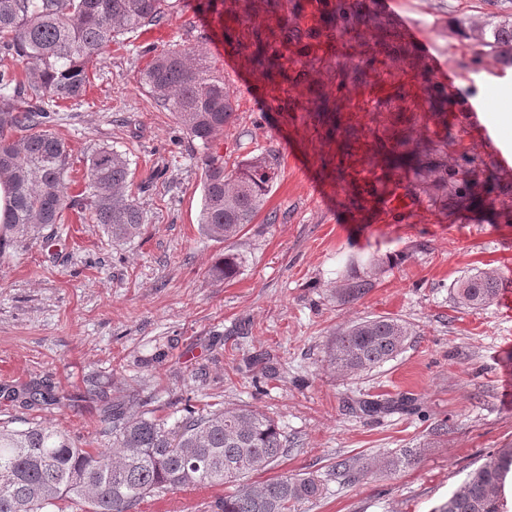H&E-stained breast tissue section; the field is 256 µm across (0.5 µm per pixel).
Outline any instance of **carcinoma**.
I'll use <instances>...</instances> for the list:
<instances>
[{
	"mask_svg": "<svg viewBox=\"0 0 512 512\" xmlns=\"http://www.w3.org/2000/svg\"><path fill=\"white\" fill-rule=\"evenodd\" d=\"M297 0H281L272 34L278 39L258 49L254 61L273 63L279 46L317 39L314 29L290 25L286 10ZM331 29L346 31L357 19L350 0H319ZM226 0H197L196 10L220 19ZM168 0H0V52L23 64L26 83L0 71V182L11 189L9 207L0 225V258L24 236H35L60 223L65 210L79 205L68 194L71 162L66 143L45 128L51 102L83 96L89 67L121 35L161 25ZM490 37L475 39L464 28L457 34L469 42L474 61L489 53L512 61V24L490 25ZM137 82L161 106L173 112L189 139L198 142L203 203L199 226L208 237L227 242L253 223L278 178L276 154L249 155L232 169L224 166L218 141L233 120L235 102L224 76L200 47L174 44L154 56ZM26 135L15 139L12 132ZM455 140L443 134L429 140L427 159L416 165L414 153L392 163L413 174L410 187L432 204L452 202L476 208L490 189L471 179L477 158L462 148L448 153ZM85 207L89 220L101 224L112 242L127 243L144 228L141 207L132 197L127 158L102 146L90 154L85 170ZM238 254L226 252L208 269L216 282L235 278ZM501 279L475 272L455 283L459 306L480 309L499 294ZM375 282L347 276L336 297L354 302ZM412 329L388 317L365 319L336 332L328 344L330 365L340 376L368 372L396 357ZM30 408L57 401L49 386L36 385L14 394ZM99 422L112 435L110 448H82L54 429L32 426L13 430L0 426V512H46L61 501L85 507L84 512H137L145 498L198 486L237 483L224 495L219 512H295L296 506L322 495L312 476H277L259 483L246 481L288 456V436L269 416L246 407L197 408L186 399L184 414L174 425L147 410L128 411L118 399L101 410ZM414 453L404 451L384 460L389 470L409 466ZM337 475L355 482L364 468L336 465ZM512 479V448H500L471 470L463 483L435 512H508L504 495Z\"/></svg>",
	"mask_w": 512,
	"mask_h": 512,
	"instance_id": "cac0c4a2",
	"label": "carcinoma"
}]
</instances>
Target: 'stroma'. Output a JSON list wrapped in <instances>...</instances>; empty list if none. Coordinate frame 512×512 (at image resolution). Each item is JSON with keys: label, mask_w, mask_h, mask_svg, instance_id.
<instances>
[{"label": "stroma", "mask_w": 512, "mask_h": 512, "mask_svg": "<svg viewBox=\"0 0 512 512\" xmlns=\"http://www.w3.org/2000/svg\"><path fill=\"white\" fill-rule=\"evenodd\" d=\"M379 26L322 40L309 54L289 43L284 70L266 81L248 59L256 39H269L272 15L258 4L243 21L233 4L223 21L196 22L194 0H181L156 43L121 36L89 75L85 95L60 101L50 128L67 144L69 195L85 190V161L109 146L127 157L132 191L144 215L134 242L116 246L78 210L24 237L0 262V388L49 382L58 405L29 409L0 397V425L62 431L85 448H108L96 415L74 398L105 387L109 397L148 401L175 421L187 396L254 407L278 423L292 449L273 475L311 472L323 495L297 512H435L496 448H512V317L497 304L460 307L455 282L495 272L512 289V198L491 194L479 209H440L426 195L416 210H385L377 182L407 185L389 163L402 143L448 127L478 159L475 177L512 186V127L493 135L471 121L512 113V65L491 56L473 62L457 22L477 36L489 22L512 23V0H362ZM418 27L399 63L391 30L400 19ZM231 56L224 84L236 102L219 151L227 162L278 151L277 181L253 224L228 242L198 228L200 151L172 112L137 83L138 72L173 44H198V26ZM454 75L434 80L425 57ZM453 102L448 117L440 99ZM243 259L236 278L214 282L209 266L224 250ZM371 276L375 286L354 303L336 298L344 275ZM385 316L413 329L403 351L381 367L336 374L327 344L340 328ZM412 398L413 411L349 413L363 400ZM409 450L416 461L376 470L347 484L341 462H368ZM224 488H193L146 498L138 512H217Z\"/></svg>", "instance_id": "35a3bbf8"}]
</instances>
